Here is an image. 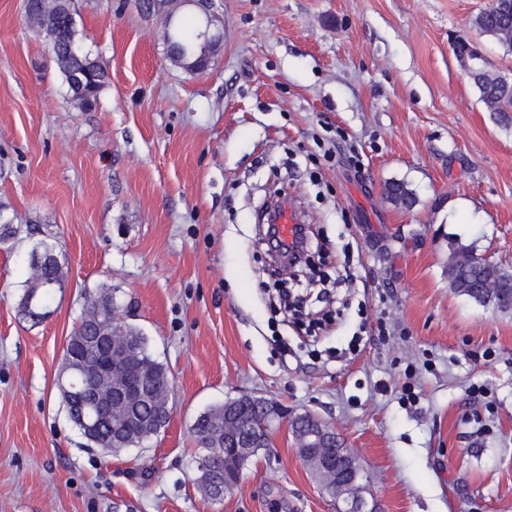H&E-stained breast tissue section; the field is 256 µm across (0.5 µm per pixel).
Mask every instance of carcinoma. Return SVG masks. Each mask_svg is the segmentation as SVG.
I'll return each instance as SVG.
<instances>
[{"mask_svg": "<svg viewBox=\"0 0 512 512\" xmlns=\"http://www.w3.org/2000/svg\"><path fill=\"white\" fill-rule=\"evenodd\" d=\"M30 27L49 42L53 58L64 78L74 71L87 72L92 76L90 95L78 97L81 107H91L101 90L108 84L109 74L98 60L82 52L75 40V22L70 0H30L26 7ZM477 31L492 38L504 53L512 55V0H494L492 7L482 10L473 20ZM170 47L171 62L186 70L196 71L207 67L216 44L204 42L197 35H189L180 25H174L165 34ZM480 101L497 121L512 122V77L489 70L472 78ZM387 198L403 207L416 203V194L401 181L385 185ZM64 267L56 253V242L46 237L33 247L29 261V277L20 298V314L36 326L48 314L54 300V289L49 283L62 284ZM448 283L456 293L482 306H492L501 312L512 311V270L497 264H481L473 251L464 245H454L448 255ZM125 329V336L133 345L130 360L133 374L142 378L149 396L134 416L122 423L119 438H113L111 430L102 426L100 431L87 438V445L100 449L107 455L118 454L128 448H137L167 428L171 390L166 367L150 351L149 339L139 329L124 321L123 308L116 301L110 288L85 296L84 307L66 337L61 372L57 387L67 414H88L92 410L87 399L75 397L62 388V383L73 381L86 388L89 375L80 367L76 356L84 343L92 336L110 332L114 327ZM261 414L260 405L238 398L215 406L200 415L194 433L202 456L212 448H244L243 432L248 424ZM325 449H313L312 457L304 463L319 482L322 491L336 499L357 498L363 486L353 484L341 490L336 486V472L320 469L315 459ZM226 453L213 457L205 469L198 471L197 488L212 500H221L239 483L243 470L253 457Z\"/></svg>", "mask_w": 512, "mask_h": 512, "instance_id": "obj_1", "label": "carcinoma"}]
</instances>
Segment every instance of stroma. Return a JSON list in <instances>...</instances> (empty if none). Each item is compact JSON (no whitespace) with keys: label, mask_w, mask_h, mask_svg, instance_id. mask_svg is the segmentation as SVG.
<instances>
[{"label":"stroma","mask_w":512,"mask_h":512,"mask_svg":"<svg viewBox=\"0 0 512 512\" xmlns=\"http://www.w3.org/2000/svg\"><path fill=\"white\" fill-rule=\"evenodd\" d=\"M140 2L73 0L77 44L109 68L85 109L24 0H0V225L18 229L0 242V512H335L283 427L233 494L196 489V419L246 394L328 421L381 512H512V312L446 274L454 242L512 268V124L453 51L470 38L512 75L472 25L489 0H212L202 71L170 61ZM281 194L317 230L314 273L268 274L258 216ZM33 227L68 269L35 327ZM102 287L173 386L166 432L116 456L57 388ZM385 193L391 202L407 209L413 207L417 200L416 194L401 181L388 182L385 185Z\"/></svg>","instance_id":"35a3bbf8"}]
</instances>
